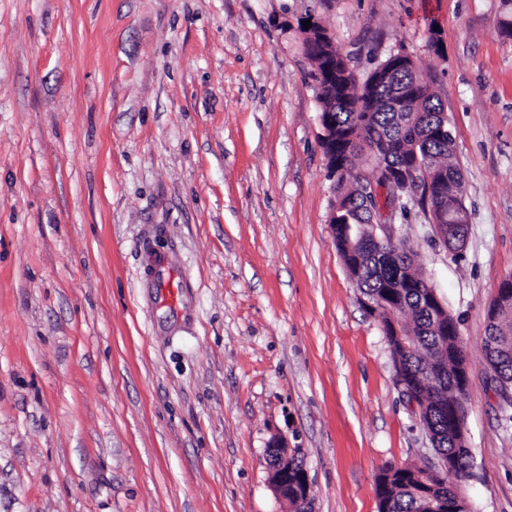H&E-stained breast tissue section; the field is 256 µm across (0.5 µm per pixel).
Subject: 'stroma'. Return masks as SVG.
<instances>
[{"mask_svg": "<svg viewBox=\"0 0 512 512\" xmlns=\"http://www.w3.org/2000/svg\"><path fill=\"white\" fill-rule=\"evenodd\" d=\"M311 16L357 81L402 47L441 99L464 250L395 224L458 322L470 512H512L483 341L512 277V0H0V512H378L435 467L328 222ZM306 20L311 21V26L308 27V29H305L303 27V22H300L297 26V28H293L292 26L288 25V22H280L281 26L284 28V30L288 33V28L290 30H293L295 34L298 36L299 40L301 41L304 49V53L306 55V58L312 62V65L315 66V62L313 59L320 55L321 61H325V56L322 54L323 51H328L329 49L325 46L327 42H330L332 46H334L335 39L333 35L327 30L326 32H320V36L317 39L313 33V29L315 24L320 23L311 16L307 17ZM304 44H306L308 51L305 52ZM296 448H288L286 442L282 440L274 441L267 449V456L270 468V479L276 493L284 499L282 494L287 486L288 479V503L297 511L305 501H299L298 490L300 485L297 482L299 474L302 472V461L295 463V467L291 475H288V460L291 457L298 458Z\"/></svg>", "mask_w": 512, "mask_h": 512, "instance_id": "35a3bbf8", "label": "stroma"}]
</instances>
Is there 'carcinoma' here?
<instances>
[{
    "mask_svg": "<svg viewBox=\"0 0 512 512\" xmlns=\"http://www.w3.org/2000/svg\"><path fill=\"white\" fill-rule=\"evenodd\" d=\"M336 68L341 73L336 95L320 99L322 111L333 113L336 121V156L342 157L348 149L354 157H370L374 137L382 135L387 140L384 155L389 165L406 170L420 156L432 170L433 183L443 189L439 205L450 215L464 209V179L452 161L454 137L450 125H442L443 105L430 84L420 78L404 48L376 63L379 80L374 84L357 85L348 58L340 52L336 53ZM395 85L409 93L420 114L419 125L402 126L396 113L387 109L385 101ZM353 169L347 163L336 179V248L367 300L386 299L394 304L401 339L387 337L391 354L401 366L410 396L425 406L424 419L435 434V451L446 463L427 477L424 470L405 465L383 470L376 480L379 512H424L428 494L442 502L447 512H459L458 485L448 482L446 474H453L459 482L469 477L470 449L466 435L454 426L449 404L456 400L466 368L458 337L442 333L445 325L453 330L456 320L447 307L430 304L429 289L409 248L402 247L398 261L390 262L383 252L348 234L350 227L370 223L377 209L375 201L367 206L357 196L361 175L347 179ZM484 352L496 389L512 388V311L502 313L499 323L488 327ZM301 472L299 461L288 476V503L297 510L302 506L297 482Z\"/></svg>",
    "mask_w": 512,
    "mask_h": 512,
    "instance_id": "cac0c4a2",
    "label": "carcinoma"
}]
</instances>
